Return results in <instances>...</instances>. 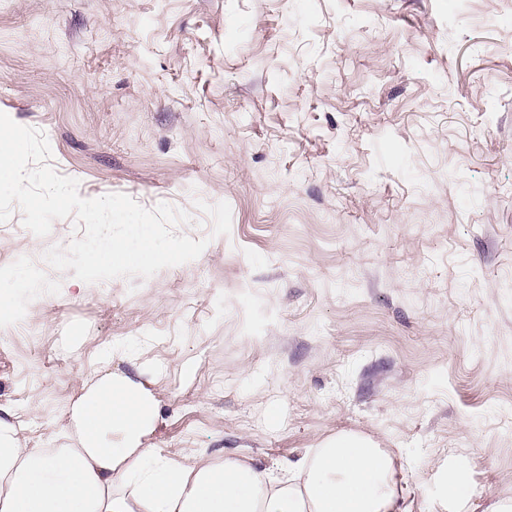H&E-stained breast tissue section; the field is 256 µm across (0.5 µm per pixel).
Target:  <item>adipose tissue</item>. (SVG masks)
I'll use <instances>...</instances> for the list:
<instances>
[{
	"label": "adipose tissue",
	"instance_id": "1",
	"mask_svg": "<svg viewBox=\"0 0 512 512\" xmlns=\"http://www.w3.org/2000/svg\"><path fill=\"white\" fill-rule=\"evenodd\" d=\"M157 380L96 370L66 411L64 448L27 447L0 418V512H403L394 456L353 434L328 440L286 477L245 453L158 452Z\"/></svg>",
	"mask_w": 512,
	"mask_h": 512
}]
</instances>
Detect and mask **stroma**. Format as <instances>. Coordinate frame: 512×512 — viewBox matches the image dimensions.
Returning a JSON list of instances; mask_svg holds the SVG:
<instances>
[{
    "mask_svg": "<svg viewBox=\"0 0 512 512\" xmlns=\"http://www.w3.org/2000/svg\"><path fill=\"white\" fill-rule=\"evenodd\" d=\"M0 111L81 197L171 204L209 240L87 284L14 260L72 219L0 222V408L28 447L67 445L108 353L163 367L162 454L282 471L355 433L407 512H443L451 464L468 512L512 498V0H0Z\"/></svg>",
    "mask_w": 512,
    "mask_h": 512,
    "instance_id": "1",
    "label": "stroma"
}]
</instances>
